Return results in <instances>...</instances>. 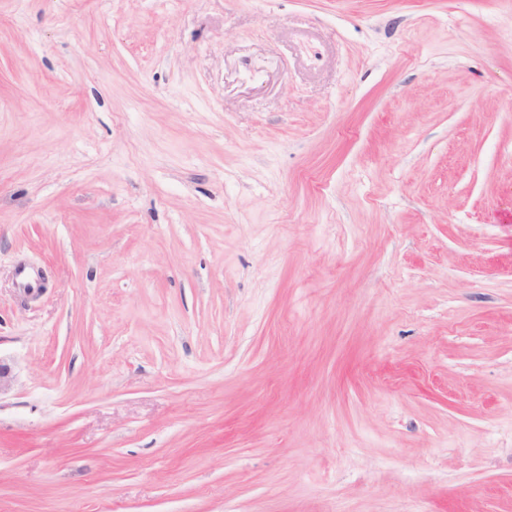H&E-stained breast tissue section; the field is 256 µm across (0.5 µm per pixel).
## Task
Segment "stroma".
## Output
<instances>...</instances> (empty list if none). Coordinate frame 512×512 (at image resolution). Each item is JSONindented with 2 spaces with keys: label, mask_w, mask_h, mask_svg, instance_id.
<instances>
[{
  "label": "stroma",
  "mask_w": 512,
  "mask_h": 512,
  "mask_svg": "<svg viewBox=\"0 0 512 512\" xmlns=\"http://www.w3.org/2000/svg\"><path fill=\"white\" fill-rule=\"evenodd\" d=\"M0 362V512H512V0H0Z\"/></svg>",
  "instance_id": "stroma-1"
}]
</instances>
